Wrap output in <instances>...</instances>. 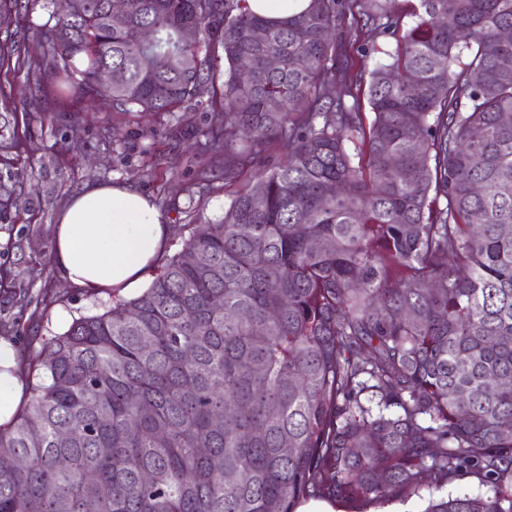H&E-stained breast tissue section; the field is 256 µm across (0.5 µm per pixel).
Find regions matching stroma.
Wrapping results in <instances>:
<instances>
[{"label":"stroma","mask_w":512,"mask_h":512,"mask_svg":"<svg viewBox=\"0 0 512 512\" xmlns=\"http://www.w3.org/2000/svg\"><path fill=\"white\" fill-rule=\"evenodd\" d=\"M54 11L52 0H0V337L24 362L73 318L112 305L53 268L55 215L73 194L117 180L151 195L172 228L167 257L188 225L219 219L229 201L224 156L203 146L213 124L206 99L167 115L82 100L43 40ZM342 24L361 71L396 49L394 35L368 39L352 15ZM160 129L168 137H157Z\"/></svg>","instance_id":"stroma-1"}]
</instances>
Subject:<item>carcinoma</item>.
Returning a JSON list of instances; mask_svg holds the SVG:
<instances>
[{
	"label": "carcinoma",
	"instance_id": "1",
	"mask_svg": "<svg viewBox=\"0 0 512 512\" xmlns=\"http://www.w3.org/2000/svg\"><path fill=\"white\" fill-rule=\"evenodd\" d=\"M84 2L45 34L75 93L110 65L121 112L208 94L235 191L142 294L43 341L0 428V512H365L465 476L488 492L424 512H512V0H416L406 28L399 0L276 22L247 0H127L110 22ZM347 9L398 35L366 89Z\"/></svg>",
	"mask_w": 512,
	"mask_h": 512
}]
</instances>
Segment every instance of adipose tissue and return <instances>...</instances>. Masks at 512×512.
<instances>
[{
	"label": "adipose tissue",
	"instance_id": "1",
	"mask_svg": "<svg viewBox=\"0 0 512 512\" xmlns=\"http://www.w3.org/2000/svg\"><path fill=\"white\" fill-rule=\"evenodd\" d=\"M170 226L152 198L122 182L73 196L55 216L53 265L70 283L120 297L139 295L148 284ZM20 354L0 339V427H9L28 401L19 372Z\"/></svg>",
	"mask_w": 512,
	"mask_h": 512
}]
</instances>
